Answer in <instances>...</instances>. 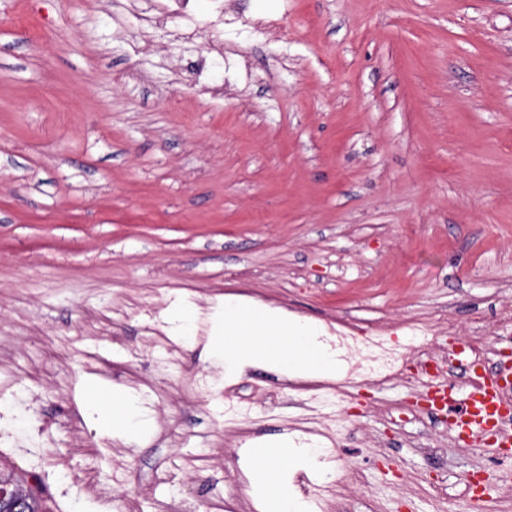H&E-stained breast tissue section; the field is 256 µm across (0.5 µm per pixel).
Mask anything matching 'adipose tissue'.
<instances>
[{"label": "adipose tissue", "mask_w": 512, "mask_h": 512, "mask_svg": "<svg viewBox=\"0 0 512 512\" xmlns=\"http://www.w3.org/2000/svg\"><path fill=\"white\" fill-rule=\"evenodd\" d=\"M244 335L252 336L250 345H239L238 339ZM286 336L293 340L288 351L289 374L335 379L336 360L313 343L312 325L286 319L261 305L225 300L223 314L213 321L209 345L223 355L225 373L232 378L248 367L276 366L267 346L273 339ZM320 465L317 449H295L284 440L273 443L269 454L257 461L249 474L250 494L259 512H309L308 503L293 493L292 480L296 472H312Z\"/></svg>", "instance_id": "adipose-tissue-1"}]
</instances>
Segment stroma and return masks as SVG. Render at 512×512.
Returning a JSON list of instances; mask_svg holds the SVG:
<instances>
[{
    "instance_id": "stroma-1",
    "label": "stroma",
    "mask_w": 512,
    "mask_h": 512,
    "mask_svg": "<svg viewBox=\"0 0 512 512\" xmlns=\"http://www.w3.org/2000/svg\"><path fill=\"white\" fill-rule=\"evenodd\" d=\"M230 295L394 343L443 315L428 342L465 364L474 321L512 348V0H0V461L41 471L53 512L216 483L257 512L243 448L330 429L319 512H470L497 454L416 382L314 411L288 372L226 379ZM93 380L134 432L89 408Z\"/></svg>"
}]
</instances>
